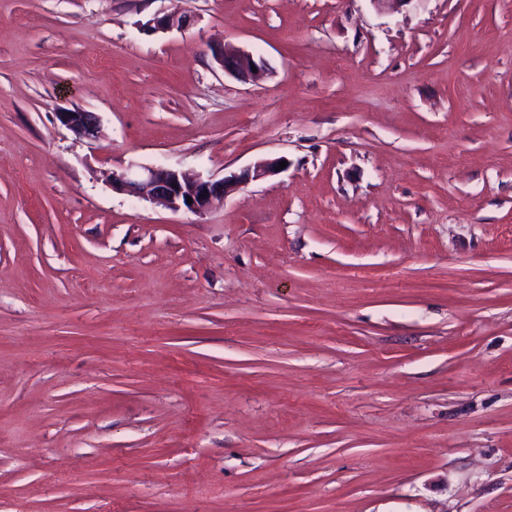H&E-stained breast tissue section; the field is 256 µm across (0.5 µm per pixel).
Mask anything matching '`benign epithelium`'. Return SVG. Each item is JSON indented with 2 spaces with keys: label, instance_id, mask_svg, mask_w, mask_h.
<instances>
[{
  "label": "benign epithelium",
  "instance_id": "7a95c632",
  "mask_svg": "<svg viewBox=\"0 0 512 512\" xmlns=\"http://www.w3.org/2000/svg\"><path fill=\"white\" fill-rule=\"evenodd\" d=\"M188 25L187 16L164 15L153 20V29L168 31L181 30ZM217 62L225 73L241 81H247L263 71L262 60H257L246 51L223 47L217 56ZM61 125L78 138L95 140L100 132V120L96 113L85 110L63 111L57 113ZM277 159H265L256 162L239 172L221 179L193 176L175 168H154L131 162L127 167L112 172V189L126 193L137 199L149 202H161L173 211H188L203 215L224 203L229 193L248 183L278 174ZM192 202H187V198Z\"/></svg>",
  "mask_w": 512,
  "mask_h": 512
}]
</instances>
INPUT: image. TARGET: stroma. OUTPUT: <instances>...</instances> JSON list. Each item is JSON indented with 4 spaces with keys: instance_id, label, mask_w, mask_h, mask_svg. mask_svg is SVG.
<instances>
[{
    "instance_id": "1",
    "label": "stroma",
    "mask_w": 512,
    "mask_h": 512,
    "mask_svg": "<svg viewBox=\"0 0 512 512\" xmlns=\"http://www.w3.org/2000/svg\"><path fill=\"white\" fill-rule=\"evenodd\" d=\"M0 512H512V0H0ZM217 62L224 70V73L230 74L244 82L263 71L264 67L262 60L255 59L251 53L226 46H223L219 52ZM252 66H255L257 72L252 71ZM61 125L74 133L78 138L96 140L100 132V120L95 112L73 110L57 112ZM279 159H265L253 166L234 172L221 179L193 176L175 168H154L131 162L126 168L112 171V189L137 199L161 202L174 211H188L203 215L218 205H223L229 193L251 181L274 176ZM172 183H176L172 187ZM204 195V198H200ZM187 197L192 198L188 204Z\"/></svg>"
}]
</instances>
